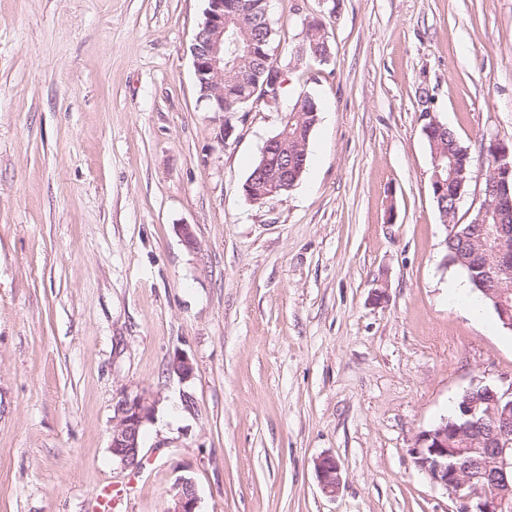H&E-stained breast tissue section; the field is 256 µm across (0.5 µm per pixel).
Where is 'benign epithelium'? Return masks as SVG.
<instances>
[{
    "label": "benign epithelium",
    "mask_w": 512,
    "mask_h": 512,
    "mask_svg": "<svg viewBox=\"0 0 512 512\" xmlns=\"http://www.w3.org/2000/svg\"><path fill=\"white\" fill-rule=\"evenodd\" d=\"M205 20L200 25L203 47L191 46L194 75L224 109V0H208ZM265 155L277 154L275 170L280 182L286 183L292 175L303 170L304 164L288 159V154L275 152V145L267 142ZM488 153L496 164L488 169L483 193L486 198L512 207L508 181L512 179V146L494 139ZM488 283L485 289L492 298L504 327L512 329V303L507 292L497 285L496 278L512 277V232L502 231L498 247L487 260ZM170 369L184 379L193 375L194 366L181 353L174 355ZM156 402L145 395L122 397L113 407L110 451L112 460L124 468L141 465V439L146 423L155 415ZM416 467L430 483L445 490L458 501V512H504L512 485V383L496 387L481 382L466 389L457 401L456 421H439L422 429L415 446L410 449ZM315 470L321 491L334 496L341 486V466L333 457L316 461ZM493 492H484L487 485ZM165 512H198V495L192 478H178L175 493Z\"/></svg>",
    "instance_id": "obj_1"
}]
</instances>
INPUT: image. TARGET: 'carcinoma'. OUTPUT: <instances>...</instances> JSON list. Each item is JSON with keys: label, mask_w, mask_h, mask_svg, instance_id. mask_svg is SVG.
Instances as JSON below:
<instances>
[{"label": "carcinoma", "mask_w": 512, "mask_h": 512, "mask_svg": "<svg viewBox=\"0 0 512 512\" xmlns=\"http://www.w3.org/2000/svg\"><path fill=\"white\" fill-rule=\"evenodd\" d=\"M265 6L262 0H224V15L229 19L228 30L224 33V63L231 64L225 73L224 88L233 92V96L224 99L226 112H240L250 103L262 102L272 91L266 80L279 67L272 50L273 30ZM327 49L326 35L317 25L315 33L306 37L301 51L315 58ZM317 121V105L306 95L297 98L288 108L277 132L288 157L307 151L308 140ZM430 151L440 156L439 174L443 180V193L436 204L440 215L451 219L454 217L453 202L458 184L450 177L449 168L463 162L466 167H471V161L465 160L469 153L448 128L438 134ZM243 192L252 202L263 205L277 199L286 189L272 195L267 185L255 184L250 188L243 187ZM479 227L482 232L477 234L475 229ZM479 227L470 223L460 225L455 235L447 239L445 253L448 264L464 271L472 288L478 292L482 288L483 272L477 266L474 254L485 253L497 244L499 228H512V211L495 209L488 215L487 223Z\"/></svg>", "instance_id": "1"}]
</instances>
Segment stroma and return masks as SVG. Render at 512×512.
Segmentation results:
<instances>
[{"label": "stroma", "instance_id": "stroma-1", "mask_svg": "<svg viewBox=\"0 0 512 512\" xmlns=\"http://www.w3.org/2000/svg\"><path fill=\"white\" fill-rule=\"evenodd\" d=\"M207 7L0 0V512H95L108 482L113 512H164L182 476L199 512H456L410 450L471 384H512V330L448 303L422 113L472 157L470 223L483 146L512 142V0H271L282 102L319 114L266 205L242 185L284 113L200 99ZM309 21L329 61L298 58ZM139 394L124 468L113 406ZM156 402L145 395L123 396L113 407L110 451L112 460L124 468L141 464V439L146 423L155 415ZM315 470L321 491L328 496L336 495L342 481L339 462L333 457H322L316 461Z\"/></svg>", "mask_w": 512, "mask_h": 512}]
</instances>
